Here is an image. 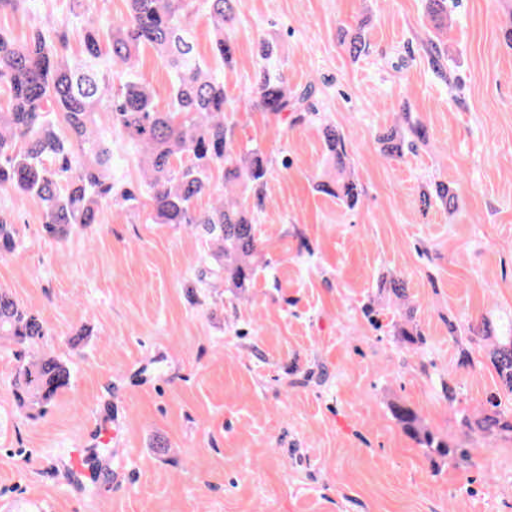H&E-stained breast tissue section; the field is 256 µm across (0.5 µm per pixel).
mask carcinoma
Returning <instances> with one entry per match:
<instances>
[{
	"mask_svg": "<svg viewBox=\"0 0 512 512\" xmlns=\"http://www.w3.org/2000/svg\"><path fill=\"white\" fill-rule=\"evenodd\" d=\"M126 14L103 28L89 16L78 32L82 55L64 51L71 30L52 19L36 27L23 42L0 31V91L8 106L0 107V188L33 197L42 206L43 230L62 241L77 226L99 223L104 201L128 202L135 194L112 182V148L96 129V116L117 128L140 150L143 176L150 188L151 205L158 224H191L216 268L232 288H250L256 276L259 252L254 207L259 205L272 170L260 148L239 150L225 122L229 100L224 80L198 55L189 18L195 0H126ZM214 38L211 50L225 67L235 64L232 43L237 0H205ZM455 0H426L434 29L429 39L431 59L438 76L447 78V31ZM340 40L353 57L366 49L364 35ZM149 49L169 68L172 89L168 110L154 103L150 85L140 79L136 63ZM279 54L269 39L258 43L263 64L255 72L251 103L265 112H304L316 90L315 83L291 88L283 76L267 66ZM122 69L124 80L112 84V69ZM61 118L68 135L57 132ZM329 178L317 191L356 207L362 189L349 165L346 137L336 127L323 130ZM386 158H400L426 142L420 122H405L379 135ZM224 166V183L210 182L212 166ZM213 196L210 207L195 203L204 193ZM429 207L439 204L448 213L457 207L456 196L439 183L435 193L422 194ZM14 220L0 212V252L15 250ZM468 332L490 342L488 357L502 387L512 396V334L496 335L492 320L468 325ZM43 321L23 310L13 294L0 288V340L34 345L46 336ZM71 372L58 358L43 354L23 362L12 381L17 407L30 418L44 414L53 398L70 386ZM479 418L466 419L465 427L484 433L512 432L502 401L493 395ZM393 415L402 429L442 456L464 454L435 440L421 425L416 412L396 405Z\"/></svg>",
	"mask_w": 512,
	"mask_h": 512,
	"instance_id": "1",
	"label": "carcinoma"
}]
</instances>
